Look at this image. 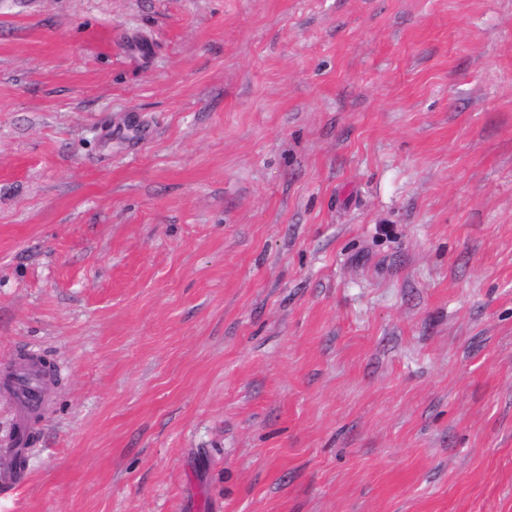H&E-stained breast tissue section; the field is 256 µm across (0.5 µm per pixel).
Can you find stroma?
<instances>
[{"mask_svg":"<svg viewBox=\"0 0 512 512\" xmlns=\"http://www.w3.org/2000/svg\"><path fill=\"white\" fill-rule=\"evenodd\" d=\"M0 512H512V0H0ZM9 387L17 406L16 424L21 428L43 410L42 375L32 366L19 368L12 373Z\"/></svg>","mask_w":512,"mask_h":512,"instance_id":"1","label":"stroma"}]
</instances>
